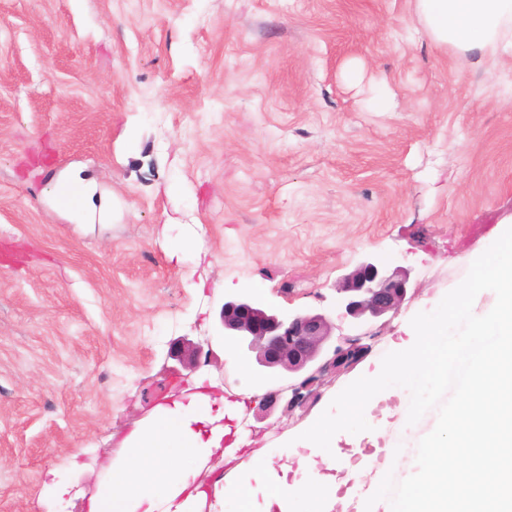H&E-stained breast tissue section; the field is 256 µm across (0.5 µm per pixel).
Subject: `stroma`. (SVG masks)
Segmentation results:
<instances>
[{
	"mask_svg": "<svg viewBox=\"0 0 512 512\" xmlns=\"http://www.w3.org/2000/svg\"><path fill=\"white\" fill-rule=\"evenodd\" d=\"M71 175L95 218L58 206ZM502 223L512 56L437 46L415 0H0V512H88L131 429L198 386L244 403V461L344 398L385 444L400 397L357 380ZM370 258L408 272L401 309L306 405L262 410L225 297L347 334L335 287Z\"/></svg>",
	"mask_w": 512,
	"mask_h": 512,
	"instance_id": "stroma-1",
	"label": "stroma"
}]
</instances>
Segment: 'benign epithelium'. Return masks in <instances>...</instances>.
Returning <instances> with one entry per match:
<instances>
[{"label": "benign epithelium", "mask_w": 512, "mask_h": 512, "mask_svg": "<svg viewBox=\"0 0 512 512\" xmlns=\"http://www.w3.org/2000/svg\"><path fill=\"white\" fill-rule=\"evenodd\" d=\"M409 274L403 269L386 271L374 260L355 267L336 285L338 306L355 330L334 345L332 355L315 370L307 368L323 353L336 326L321 312H294L260 306L248 296L224 299L220 312L223 338L235 341L239 358L253 361L260 381L270 384L284 374L293 377L285 387L270 390L266 401L289 393L285 408L305 404L319 377L329 370L350 368L367 353L362 326L396 314L407 295Z\"/></svg>", "instance_id": "7a95c632"}]
</instances>
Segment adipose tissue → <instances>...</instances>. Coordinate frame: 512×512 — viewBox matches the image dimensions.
Segmentation results:
<instances>
[{
	"mask_svg": "<svg viewBox=\"0 0 512 512\" xmlns=\"http://www.w3.org/2000/svg\"><path fill=\"white\" fill-rule=\"evenodd\" d=\"M417 14L432 41L463 53L493 47L512 54V0H415ZM494 294L482 313L470 312L469 293ZM378 387L404 392L399 425L416 420L429 393L454 390L459 402L444 412L438 428L420 444L419 473L398 496L382 489L387 468L376 469L370 486L377 512H512V225L500 226L471 262L466 291L439 303L403 346L383 364L378 376L363 380V392ZM244 406L209 396L189 395L155 408L123 441L126 460L111 466L106 482L91 498L90 512H204L206 494H188L211 459L232 476L223 492L237 512H254V475L271 473L272 459L262 450L247 462L238 452L247 442ZM346 420L323 425L305 441L312 457L341 468L337 430H352ZM268 504L311 507L322 512L336 501V480L313 474L288 483L272 476L265 488Z\"/></svg>",
	"mask_w": 512,
	"mask_h": 512,
	"instance_id": "adipose-tissue-1",
	"label": "adipose tissue"
}]
</instances>
